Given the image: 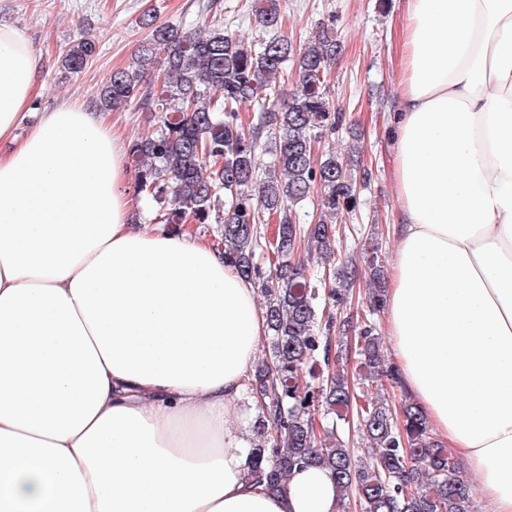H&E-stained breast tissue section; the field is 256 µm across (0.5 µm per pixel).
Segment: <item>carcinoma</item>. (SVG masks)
Masks as SVG:
<instances>
[{
  "label": "carcinoma",
  "instance_id": "obj_1",
  "mask_svg": "<svg viewBox=\"0 0 512 512\" xmlns=\"http://www.w3.org/2000/svg\"><path fill=\"white\" fill-rule=\"evenodd\" d=\"M131 66L112 72L100 86L96 106L110 112L137 100L154 114L155 132L129 146L147 164L136 174L138 193L159 206L168 224L204 225L225 258L267 298L270 346L249 380L262 416L260 443L253 448L249 475L278 489L295 469L316 466L336 483L340 501L358 496L362 512H470L471 488L454 453L430 436L427 417L415 403L400 416L373 393L380 376L399 382L384 364L371 316L384 307L386 281L377 253L368 258L370 318L354 334L365 404L357 414L370 445L359 461L337 422L350 416L351 388L332 349L336 318L320 312V288L292 262L301 238L333 254L337 216L354 204L347 160L330 152L315 161L312 143L336 132L345 120L329 99L328 73L339 49L332 23H323L308 44L295 51L287 37L272 35L248 46L219 29L154 26ZM85 33L65 51L68 73L83 69L95 53ZM297 60L288 96L261 104L260 129L274 135L277 165L256 174V137L237 123L232 105L260 99L268 79ZM320 188L324 216L303 228L293 206ZM282 213L275 241L261 235L266 215ZM262 252L264 261L255 260ZM325 407L336 422L314 429L315 411Z\"/></svg>",
  "mask_w": 512,
  "mask_h": 512
}]
</instances>
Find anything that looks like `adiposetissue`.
Here are the masks:
<instances>
[{"instance_id":"adipose-tissue-1","label":"adipose tissue","mask_w":512,"mask_h":512,"mask_svg":"<svg viewBox=\"0 0 512 512\" xmlns=\"http://www.w3.org/2000/svg\"><path fill=\"white\" fill-rule=\"evenodd\" d=\"M401 60L394 361L484 512H512V0H406ZM39 66L0 28V512H340L324 469L248 475L253 284L134 220L105 113L17 136Z\"/></svg>"}]
</instances>
